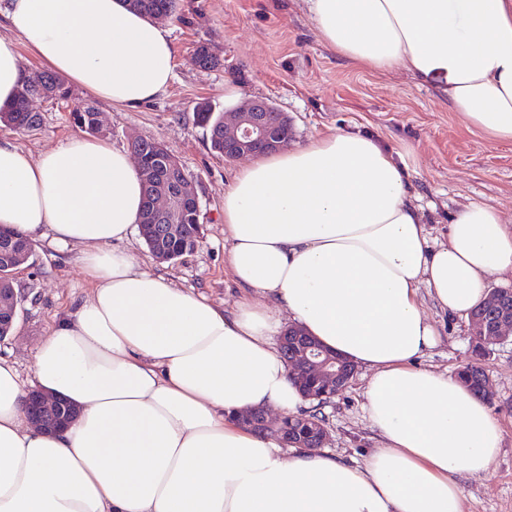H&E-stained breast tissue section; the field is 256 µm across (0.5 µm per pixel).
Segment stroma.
<instances>
[{"label":"stroma","instance_id":"stroma-1","mask_svg":"<svg viewBox=\"0 0 512 512\" xmlns=\"http://www.w3.org/2000/svg\"><path fill=\"white\" fill-rule=\"evenodd\" d=\"M162 23L175 53L168 91L133 109L97 104L110 129L107 142L126 151L139 139L163 142L185 168L199 201L202 240L181 259L158 261L137 234L122 242L144 269L228 309L241 297L227 273L224 194L245 161H227L213 152L205 130L194 121L205 103L226 111L224 91L230 86L240 90L241 101L265 98L286 113L294 128L293 146L344 131L380 136L402 154L434 240H445L449 213L470 204L491 206L512 224V143L468 127L431 87L406 71H372L338 57L317 36L304 0H178L177 17ZM203 42L220 57V67L196 65L194 52ZM92 102L80 90L58 103L34 100L40 126L30 132L0 127V140L39 155L78 135L70 113ZM79 252L76 246L57 249L36 240L14 281L26 300L12 334L0 341V357L13 361L22 377H31L35 348L53 322L75 310L88 291ZM421 308L442 334L421 367L453 373L471 362L475 328L469 317L448 314L426 295ZM481 364L490 375L489 407L503 441L486 472L462 479L465 512H512V343L493 348ZM364 384L363 374H356L320 408L330 433L327 451L349 462H364L375 446L362 409Z\"/></svg>","mask_w":512,"mask_h":512}]
</instances>
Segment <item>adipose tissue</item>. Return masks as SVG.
<instances>
[{
    "label": "adipose tissue",
    "mask_w": 512,
    "mask_h": 512,
    "mask_svg": "<svg viewBox=\"0 0 512 512\" xmlns=\"http://www.w3.org/2000/svg\"><path fill=\"white\" fill-rule=\"evenodd\" d=\"M319 38L354 65L402 69L469 126L512 141V0H306ZM0 108L26 77L23 40L51 71L115 105L169 87L167 30L124 0H9ZM143 191L128 154L74 136L39 157L0 142V226L77 245L91 285L38 345L32 385L0 357V512H463L461 476L503 439L485 401L416 366L439 341L421 292L467 314L512 274V224L468 205L431 244L402 165L377 136L336 132L252 160L224 195L234 309L119 250ZM366 368L377 445L364 463L282 448L237 420L306 405L273 336L283 320ZM76 417L31 425L30 387Z\"/></svg>",
    "instance_id": "adipose-tissue-1"
}]
</instances>
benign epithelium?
I'll return each instance as SVG.
<instances>
[{
	"label": "benign epithelium",
	"mask_w": 512,
	"mask_h": 512,
	"mask_svg": "<svg viewBox=\"0 0 512 512\" xmlns=\"http://www.w3.org/2000/svg\"><path fill=\"white\" fill-rule=\"evenodd\" d=\"M271 105L266 99H251L232 117L224 118V160L258 157L278 153L288 148L289 140L281 136L269 123ZM148 206L139 229L143 238L151 239L156 224L167 225L168 230L182 227L184 206L197 201L188 176L165 178L157 172L145 174ZM24 300L13 288H0V321L13 324L18 308ZM475 336L500 345L512 339V315L502 309L494 320L485 315H474ZM279 350L285 355L290 379L306 400L326 401L345 390L357 372L350 360L326 350L299 326H290L279 340ZM28 414L31 422L46 431H55L72 419L74 407L39 390L29 393ZM239 421L259 434L277 438L285 447L320 448L329 439L328 428L317 422L312 431L315 438L298 437L288 426V416L271 422L263 409L242 413Z\"/></svg>",
	"instance_id": "7a95c632"
}]
</instances>
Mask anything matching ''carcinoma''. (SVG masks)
Segmentation results:
<instances>
[{"instance_id":"1","label":"carcinoma","mask_w":512,"mask_h":512,"mask_svg":"<svg viewBox=\"0 0 512 512\" xmlns=\"http://www.w3.org/2000/svg\"><path fill=\"white\" fill-rule=\"evenodd\" d=\"M134 10L150 18L153 14L164 11L173 16L177 13V0H136L129 3ZM197 64L204 68H215L221 65V60L213 54L206 43H201L195 50ZM34 95H42L48 99L61 100L72 95L70 87L56 74L43 71L29 76L17 90L14 103L8 108H0V124L17 131H31L40 124V116L28 108V100ZM97 109L88 104L81 109L71 112L73 123L83 131L91 135H103L96 123ZM196 121L199 126L209 133L208 139L212 151L224 155V114L215 112L209 106H201L196 112ZM139 150L144 157V165L148 170H159L163 167L167 158L173 153L160 141H145L139 145ZM183 223L187 226V233L180 238H168L161 236L157 240L147 244L149 250L164 248L177 257H182L186 252L194 249L199 244L195 234V225L200 223V214L194 203H189L186 208ZM12 238L16 240L18 248L14 251L13 260L32 257L31 243L24 237L9 230L0 231V248L3 241ZM484 375L482 367L476 364H467L457 371V378L468 388L477 394H482L481 379Z\"/></svg>"}]
</instances>
